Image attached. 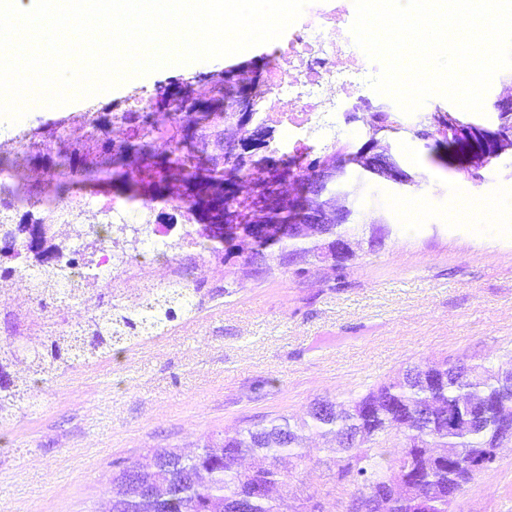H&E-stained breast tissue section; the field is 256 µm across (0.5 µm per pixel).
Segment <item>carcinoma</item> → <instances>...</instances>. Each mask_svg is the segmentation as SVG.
<instances>
[{
  "mask_svg": "<svg viewBox=\"0 0 512 512\" xmlns=\"http://www.w3.org/2000/svg\"><path fill=\"white\" fill-rule=\"evenodd\" d=\"M240 77L241 71L234 68L199 79L197 85L209 88L210 103L200 98L196 88L174 92L158 84L146 110L134 97L89 109L72 117L82 135L71 136L64 121L46 123L33 132L41 138L39 153L20 150L1 156L0 170L15 177L0 182V278L10 276L20 259L33 268L29 286L37 295L51 298L64 285L87 288L97 279L94 275L76 284L61 263L70 254L88 261L82 240L66 243L53 233L36 245L28 244L25 251L18 248L26 238V225L44 223L41 211L33 209L43 201L69 200V209L60 215L63 224L83 219L86 210L72 192L76 173L88 185L109 179L125 183L131 176L135 195L189 211L200 202L223 201L224 223L232 232L222 239L203 231L200 235L203 252L223 267L226 295L234 292L235 269L240 265L261 275L272 261L281 266L309 261L339 273L355 257L353 252L344 253L342 242L365 236L372 248L384 244V231L361 222L363 183L351 184L343 193L348 223L310 224L292 209L282 173L325 179L338 169L354 167L368 174V161H394L382 141L403 136L432 141L430 161L443 168L448 138L461 142L485 138L482 125L448 110L428 112L407 124L386 108L371 113L368 139L360 145L336 134L305 157L248 156L238 131L253 112L230 111L252 98L244 93ZM115 127L124 130V140L112 139ZM26 168L55 169L57 176L48 185L28 184L16 177ZM106 231L137 239L150 236L153 228L110 224ZM193 307V291L178 285L169 286L163 299L138 310L102 303L82 351L107 359L117 343L131 345L150 338ZM61 350L58 344L43 350L13 343L0 349V365L26 362L29 372V378L15 379L13 388L0 387V426L15 417L31 378L53 374V363L64 359ZM507 367L512 368L511 354L497 364L460 359L421 362L363 395L341 402L318 399L303 417L277 416L226 432L192 455L157 449L149 466L119 470L117 512H239L243 499L248 512H308L306 501H290L278 494V486L290 476L283 460H301L308 433L342 443L351 439L344 447L347 456L338 465V479L357 491L374 487L384 492L379 512H448V484L458 478L466 485L473 480L451 465L448 452L475 458L500 446L501 423L512 418V384L503 377ZM458 405L474 408L482 415L480 422L468 429H448V408ZM392 447L400 449L394 458L387 453ZM245 457L253 459L248 469L241 467Z\"/></svg>",
  "mask_w": 512,
  "mask_h": 512,
  "instance_id": "cac0c4a2",
  "label": "carcinoma"
}]
</instances>
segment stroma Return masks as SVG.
Instances as JSON below:
<instances>
[{
	"label": "stroma",
	"instance_id": "stroma-1",
	"mask_svg": "<svg viewBox=\"0 0 512 512\" xmlns=\"http://www.w3.org/2000/svg\"><path fill=\"white\" fill-rule=\"evenodd\" d=\"M273 43L222 58L172 65L92 98L39 107L19 123L0 117V153L31 128L119 101L173 78L258 62ZM419 185L368 180L380 206L368 216L388 224L382 248L355 244L343 273L321 264L303 275L273 267L224 276L194 256L195 308L171 329L111 358L33 386L12 422L0 426V512H109L118 466L149 465L157 448L193 453L210 434L240 430L278 415L300 416L318 398L362 394L425 360H498L512 352V227L473 213L447 219L471 199L512 214V156L480 179L432 164L423 141L390 143ZM334 443L311 436L281 494L344 512L349 486L329 469ZM452 512H512V446L478 473Z\"/></svg>",
	"mask_w": 512,
	"mask_h": 512
}]
</instances>
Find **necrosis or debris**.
<instances>
[{
    "label": "necrosis or debris",
    "mask_w": 512,
    "mask_h": 512,
    "mask_svg": "<svg viewBox=\"0 0 512 512\" xmlns=\"http://www.w3.org/2000/svg\"><path fill=\"white\" fill-rule=\"evenodd\" d=\"M354 18V0H312L281 36L276 55L246 75L245 84L256 93L255 120L271 132L266 142L247 140L248 148L304 155L318 145V129L339 125L359 131L371 100L369 81L381 65L356 45L351 33ZM111 210L113 223L155 225L157 239L174 248L153 252L117 239L102 241L97 260L110 274V297L139 306L137 286L148 264L159 265L160 286L185 282L184 254L200 247L190 222L178 211L150 202L136 207L115 204ZM0 320L11 322L16 336L40 347L50 344L53 335L73 336L86 327L82 321L59 318L50 323L34 312L21 314L13 297L2 292Z\"/></svg>",
    "instance_id": "4bbe7bcc"
}]
</instances>
